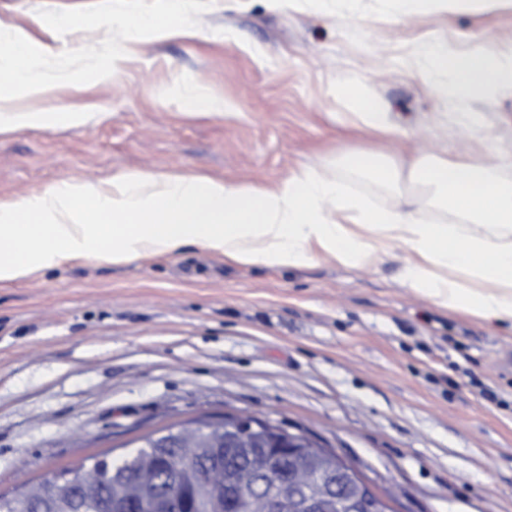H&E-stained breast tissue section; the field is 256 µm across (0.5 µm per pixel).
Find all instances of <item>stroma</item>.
Segmentation results:
<instances>
[{"mask_svg":"<svg viewBox=\"0 0 512 512\" xmlns=\"http://www.w3.org/2000/svg\"><path fill=\"white\" fill-rule=\"evenodd\" d=\"M95 0H0V29L60 53L37 11ZM200 28L126 42L116 75L18 98L79 110L77 127L0 136V200L111 174L203 173L270 185L388 148L479 158L438 117L414 61L512 41V0H451L404 15L392 0H214ZM192 84L221 99L190 113ZM364 88L399 139L353 130L340 87ZM512 152V94L472 99ZM409 249L346 268L225 262L196 247L111 264L81 261L0 286V495L81 461L117 458L139 435L230 412L302 430L346 459L394 512H512V324L462 316L406 288Z\"/></svg>","mask_w":512,"mask_h":512,"instance_id":"1","label":"stroma"}]
</instances>
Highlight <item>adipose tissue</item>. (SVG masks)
Wrapping results in <instances>:
<instances>
[{
    "label": "adipose tissue",
    "instance_id": "ef3b65f1",
    "mask_svg": "<svg viewBox=\"0 0 512 512\" xmlns=\"http://www.w3.org/2000/svg\"><path fill=\"white\" fill-rule=\"evenodd\" d=\"M419 67L442 104L512 92V42L449 54L431 46ZM352 123L394 135L368 94L341 88ZM453 121L483 156L453 162L374 155L362 171L401 196L385 206L349 189L339 172L306 167L270 186L204 175L121 172L98 185L50 186L0 200V286L82 260L119 264L194 246L245 265L303 268L321 259L355 268L406 245L404 285L433 304L512 322V154L492 143L477 112Z\"/></svg>",
    "mask_w": 512,
    "mask_h": 512
}]
</instances>
